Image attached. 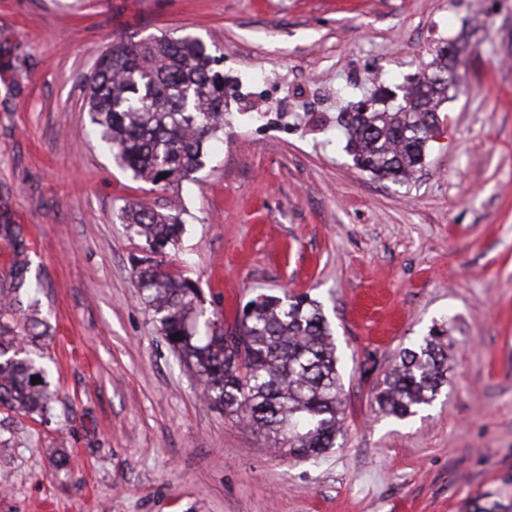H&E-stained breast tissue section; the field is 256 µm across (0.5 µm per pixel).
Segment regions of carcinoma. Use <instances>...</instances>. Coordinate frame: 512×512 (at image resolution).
<instances>
[{
    "label": "carcinoma",
    "instance_id": "cac0c4a2",
    "mask_svg": "<svg viewBox=\"0 0 512 512\" xmlns=\"http://www.w3.org/2000/svg\"><path fill=\"white\" fill-rule=\"evenodd\" d=\"M220 57L189 35L122 41L98 59L88 86V112L100 141L120 167L164 189L203 166L208 143L224 130V75ZM432 73L448 76L440 90L417 80L400 87L396 104L343 115L355 164L382 179L408 183L421 168L437 126L439 105L454 87L448 48L436 51ZM120 219L144 242L139 282L160 331L204 385L203 395L224 414L296 457L335 445L343 427L342 389L335 346L318 302L306 293L258 294L237 318L239 336L205 317L199 288L171 272L165 257L179 244L182 224L141 205L121 208ZM26 263L12 273V303L38 306L39 286ZM448 331L432 328L376 385V402L404 419L430 405L448 385ZM33 341L20 335L13 311L0 312V407L33 420L53 417V394ZM40 380L32 382V377ZM465 512H512L478 495Z\"/></svg>",
    "mask_w": 512,
    "mask_h": 512
}]
</instances>
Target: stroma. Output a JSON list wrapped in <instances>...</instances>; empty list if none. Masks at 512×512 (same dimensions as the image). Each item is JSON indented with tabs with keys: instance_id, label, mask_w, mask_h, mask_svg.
Instances as JSON below:
<instances>
[{
	"instance_id": "obj_1",
	"label": "stroma",
	"mask_w": 512,
	"mask_h": 512,
	"mask_svg": "<svg viewBox=\"0 0 512 512\" xmlns=\"http://www.w3.org/2000/svg\"><path fill=\"white\" fill-rule=\"evenodd\" d=\"M468 34L411 182L357 168L340 115ZM224 55V131L167 189L92 131L86 81L119 38ZM128 203L178 215L169 267L235 329L307 293L334 334L335 448L276 454L224 416L138 286ZM41 286L52 423L0 408V512H460L512 500V0H0V297L17 251ZM448 328V384L399 420L374 385ZM66 452L71 466L55 470ZM492 496L491 493L478 495L471 500L465 506L466 512H511L512 501L505 505L498 500H488ZM483 501V502H482Z\"/></svg>"
}]
</instances>
